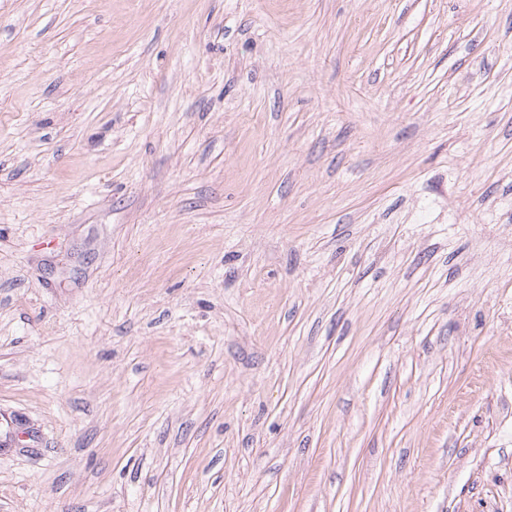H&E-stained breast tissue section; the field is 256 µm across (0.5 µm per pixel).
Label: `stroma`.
<instances>
[{"label":"stroma","mask_w":512,"mask_h":512,"mask_svg":"<svg viewBox=\"0 0 512 512\" xmlns=\"http://www.w3.org/2000/svg\"><path fill=\"white\" fill-rule=\"evenodd\" d=\"M0 512H512V0H0Z\"/></svg>","instance_id":"stroma-1"}]
</instances>
